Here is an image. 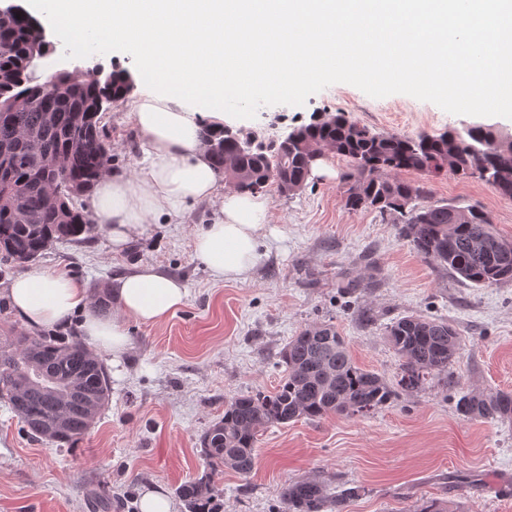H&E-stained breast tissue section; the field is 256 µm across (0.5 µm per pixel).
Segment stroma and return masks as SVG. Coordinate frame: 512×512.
<instances>
[{
  "instance_id": "obj_1",
  "label": "stroma",
  "mask_w": 512,
  "mask_h": 512,
  "mask_svg": "<svg viewBox=\"0 0 512 512\" xmlns=\"http://www.w3.org/2000/svg\"><path fill=\"white\" fill-rule=\"evenodd\" d=\"M435 72L415 78L329 76L291 97L265 96L224 113L227 124L262 137L284 136L314 117L344 113L372 131L437 136L472 124L512 134V107L429 90ZM112 169L131 172L140 140L126 105L104 117ZM332 175L309 178L296 195L269 190L270 224L262 258L245 281H219L196 258L194 237L212 223L215 205L187 206L182 223L145 225L120 254L106 229L79 244H58L32 268L65 269L86 289L114 284L141 265L180 279L188 296L159 325L121 323L129 348L120 358L98 349L112 380L108 404L71 448L33 438L0 402V512H93L89 495L112 494L111 512H140L150 489L185 512L177 488L203 473L200 437L233 396L271 391L278 353L310 325L344 336L355 362L393 378L398 359L385 339L393 320L421 314L448 320L463 339L450 371L454 384H430L365 417L332 415L269 428L247 477L224 470L219 512H278L285 485L320 475L330 487L364 486L349 512H418L426 501L448 512H512V421L456 415L459 390L512 392V283L476 287L424 260L391 218L345 205V160L328 156ZM424 200L481 206L512 239V199L479 177L403 172ZM360 280L362 290L344 284ZM371 310L362 322L359 309Z\"/></svg>"
}]
</instances>
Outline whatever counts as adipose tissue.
<instances>
[{
	"label": "adipose tissue",
	"instance_id": "1",
	"mask_svg": "<svg viewBox=\"0 0 512 512\" xmlns=\"http://www.w3.org/2000/svg\"><path fill=\"white\" fill-rule=\"evenodd\" d=\"M70 44L99 40L142 63L143 92L127 115L143 157L134 173H111L93 193L96 223L113 251L158 217L181 219L189 203L218 214L195 237V255L217 280L244 281L261 259L269 201L219 190L205 154L203 122L264 95L288 96L330 73H363L364 50L398 53L388 69L406 77L434 68L467 74L475 98L512 86V0H29ZM117 317L90 313L83 284L64 271L16 276L6 296L29 327L65 328L84 315L86 341L123 354L129 339L119 316L157 324L187 298L184 284L150 266L118 279Z\"/></svg>",
	"mask_w": 512,
	"mask_h": 512
}]
</instances>
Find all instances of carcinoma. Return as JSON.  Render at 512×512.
Returning <instances> with one entry per match:
<instances>
[{"label":"carcinoma","instance_id":"1","mask_svg":"<svg viewBox=\"0 0 512 512\" xmlns=\"http://www.w3.org/2000/svg\"><path fill=\"white\" fill-rule=\"evenodd\" d=\"M33 32L24 18L0 16V261L25 268L56 243H81L97 228L84 210L89 195L112 166V143L102 100L127 97V71L105 80L75 81L59 73L40 82L32 75ZM56 121L49 124L45 114ZM302 145L252 135L242 150L224 131L206 125L203 140L218 148L210 156L220 178L240 190L284 196L301 191L311 175L313 154L325 150L347 159L345 206L373 209L392 218L399 233L425 260L477 286L512 282V242L493 228L479 206L424 204L423 188L399 177L405 170L439 173L445 168L477 174L502 197H512V137L472 125L432 137L378 133L336 114L297 127ZM46 154L63 158L61 172L41 168ZM61 189L58 204H45L47 190ZM91 308L112 312L107 284L93 288ZM398 358L394 379L362 368L344 337L329 324L306 328L279 352L280 384L271 392L239 394L224 402V416L202 435L203 473L180 485L186 512H217L215 478L230 469L248 476L257 464L258 437L274 425L332 414L366 416L402 395L431 383H453L449 373L463 340L448 321L407 315L385 330ZM106 366L85 345L54 336L0 337V400L35 438L58 446L79 443L108 402ZM467 420L512 419V392H462L455 404ZM365 488L338 493L318 477L287 484L279 512H347Z\"/></svg>","mask_w":512,"mask_h":512}]
</instances>
